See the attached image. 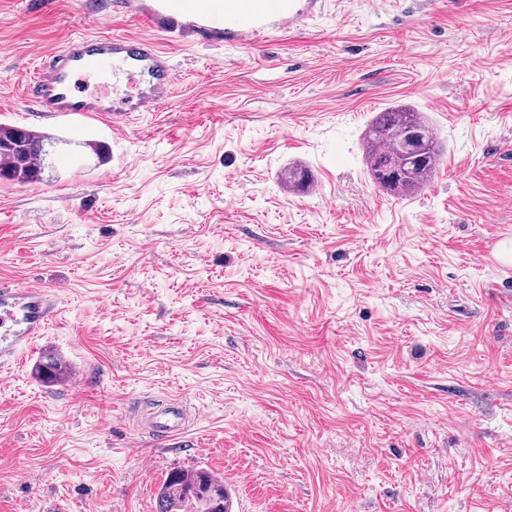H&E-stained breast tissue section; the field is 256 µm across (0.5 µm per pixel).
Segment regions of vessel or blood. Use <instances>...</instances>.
I'll return each instance as SVG.
<instances>
[{"label":"vessel or blood","mask_w":512,"mask_h":512,"mask_svg":"<svg viewBox=\"0 0 512 512\" xmlns=\"http://www.w3.org/2000/svg\"><path fill=\"white\" fill-rule=\"evenodd\" d=\"M112 8L133 17L143 34L78 35L65 42L26 84L36 121H96L109 124L113 133L124 132L132 117L157 111L173 95L175 66L159 36L181 39L190 34L205 44L247 47L321 14L325 0H112ZM111 71L141 77L137 94L114 99L80 89L81 78ZM59 304V289L1 282L0 362L16 363L32 350ZM191 425L186 400L178 395L146 420L150 435L170 441L184 436Z\"/></svg>","instance_id":"b4317fda"}]
</instances>
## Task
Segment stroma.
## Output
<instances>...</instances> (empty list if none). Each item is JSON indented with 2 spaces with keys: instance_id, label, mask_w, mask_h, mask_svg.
I'll list each match as a JSON object with an SVG mask.
<instances>
[{
  "instance_id": "1",
  "label": "stroma",
  "mask_w": 512,
  "mask_h": 512,
  "mask_svg": "<svg viewBox=\"0 0 512 512\" xmlns=\"http://www.w3.org/2000/svg\"><path fill=\"white\" fill-rule=\"evenodd\" d=\"M109 0H0V123ZM173 98L79 123L42 183L0 181V281L61 287L37 341L84 370L0 386V512H156L174 470L231 471L234 512H502L512 502V0H329L252 47L169 44ZM408 105L445 151L421 191L368 178ZM107 144L96 165L86 143ZM304 166L315 195L290 194ZM187 397L174 446L138 417Z\"/></svg>"
}]
</instances>
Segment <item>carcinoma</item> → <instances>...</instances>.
Instances as JSON below:
<instances>
[{
	"label": "carcinoma",
	"instance_id": "obj_1",
	"mask_svg": "<svg viewBox=\"0 0 512 512\" xmlns=\"http://www.w3.org/2000/svg\"><path fill=\"white\" fill-rule=\"evenodd\" d=\"M59 138L31 130L0 125V180L33 184L42 180L47 148ZM362 146L368 174L375 185L397 195H410L431 181L439 164L440 149L433 127L415 109L393 106L377 113L367 125ZM290 188H300L307 174L290 166L282 176ZM39 376L60 383L69 375L66 361L57 354L40 358ZM156 512H232L224 481L207 470H175L168 474L157 495Z\"/></svg>",
	"mask_w": 512,
	"mask_h": 512
}]
</instances>
